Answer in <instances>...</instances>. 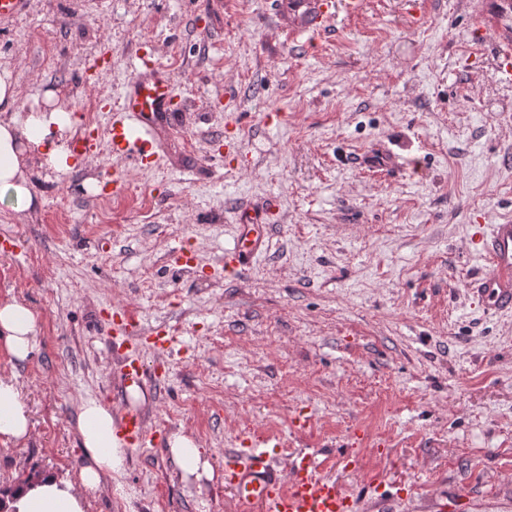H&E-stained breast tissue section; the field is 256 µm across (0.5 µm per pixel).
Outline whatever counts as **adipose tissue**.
Wrapping results in <instances>:
<instances>
[{"label":"adipose tissue","mask_w":512,"mask_h":512,"mask_svg":"<svg viewBox=\"0 0 512 512\" xmlns=\"http://www.w3.org/2000/svg\"><path fill=\"white\" fill-rule=\"evenodd\" d=\"M54 97V92H45V108L19 117L14 110L17 87L10 75L0 76V202H9L21 222L31 216V187L40 170L47 166L64 173L73 168V155L63 138L73 120L70 113L54 107ZM39 334L40 320L30 307L13 297L0 300V345L16 362L29 359ZM30 430L18 374L0 375V441L23 444ZM115 430L111 408L96 400L84 402L76 418L85 455L78 476L41 474L8 485V512H87L91 498L104 489V477L124 462L125 450Z\"/></svg>","instance_id":"obj_1"}]
</instances>
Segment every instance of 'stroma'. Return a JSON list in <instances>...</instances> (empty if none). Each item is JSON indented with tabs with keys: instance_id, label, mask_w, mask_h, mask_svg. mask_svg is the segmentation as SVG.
Instances as JSON below:
<instances>
[{
	"instance_id": "35a3bbf8",
	"label": "stroma",
	"mask_w": 512,
	"mask_h": 512,
	"mask_svg": "<svg viewBox=\"0 0 512 512\" xmlns=\"http://www.w3.org/2000/svg\"><path fill=\"white\" fill-rule=\"evenodd\" d=\"M142 47L181 108L159 163L118 198L108 152L42 170L25 224L0 204V299L41 323L25 363L0 347L32 424L0 443V479L76 476L79 407L117 390L100 317L125 304L175 334L130 400L165 442L126 453L89 512H240L224 453L268 435L283 457L352 452L331 475L357 512H512V315L467 290L477 233L512 218V11L364 0L311 42L278 30L274 0H29L0 20L22 111L54 91L70 141L88 103L107 128ZM228 137L237 157H215ZM245 211L268 246L220 275ZM176 435L211 476L182 475Z\"/></svg>"
}]
</instances>
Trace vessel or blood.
Segmentation results:
<instances>
[{
    "label": "vessel or blood",
    "instance_id": "vessel-or-blood-1",
    "mask_svg": "<svg viewBox=\"0 0 512 512\" xmlns=\"http://www.w3.org/2000/svg\"><path fill=\"white\" fill-rule=\"evenodd\" d=\"M333 7L334 0H278L276 17L289 25L292 35L312 40L329 30ZM175 97L168 70L154 59L142 58L105 134L112 155L139 168L156 164L157 136L173 125ZM99 137L95 130H86L75 140L74 152L93 161L98 155ZM238 229L234 248L224 254V267L232 272L242 268L245 258L259 252L265 243L262 224L250 216L242 217ZM481 253L490 270L471 280L470 293L487 309L512 312V220L494 225L482 242ZM103 324L119 364L120 391L128 393L141 386L146 377L140 348L146 346L156 355H165L173 336L165 329L143 330L124 305L114 306ZM118 414V434L126 448L135 452L157 445L158 434L148 427L140 410L123 403ZM273 445L267 438L224 458L225 480L248 512H355L356 499L323 474V460L308 455L281 460L273 453Z\"/></svg>",
    "mask_w": 512,
    "mask_h": 512
}]
</instances>
